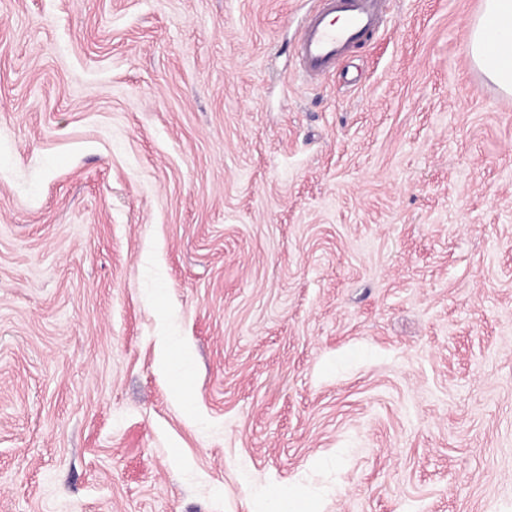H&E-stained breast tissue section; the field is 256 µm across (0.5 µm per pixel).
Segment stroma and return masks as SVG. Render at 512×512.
Here are the masks:
<instances>
[{
    "label": "stroma",
    "mask_w": 512,
    "mask_h": 512,
    "mask_svg": "<svg viewBox=\"0 0 512 512\" xmlns=\"http://www.w3.org/2000/svg\"><path fill=\"white\" fill-rule=\"evenodd\" d=\"M481 5L310 82L312 0H0V512H512ZM314 500L297 487L270 486L258 512H317Z\"/></svg>",
    "instance_id": "obj_1"
}]
</instances>
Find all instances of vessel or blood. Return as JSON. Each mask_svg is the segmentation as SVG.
Wrapping results in <instances>:
<instances>
[{
  "instance_id": "b4317fda",
  "label": "vessel or blood",
  "mask_w": 512,
  "mask_h": 512,
  "mask_svg": "<svg viewBox=\"0 0 512 512\" xmlns=\"http://www.w3.org/2000/svg\"><path fill=\"white\" fill-rule=\"evenodd\" d=\"M389 6V0H320L299 40L302 75L313 80L332 70L381 29Z\"/></svg>"
}]
</instances>
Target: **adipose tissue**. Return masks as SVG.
I'll return each instance as SVG.
<instances>
[{"label":"adipose tissue","mask_w":512,"mask_h":512,"mask_svg":"<svg viewBox=\"0 0 512 512\" xmlns=\"http://www.w3.org/2000/svg\"><path fill=\"white\" fill-rule=\"evenodd\" d=\"M467 47L482 74L512 94V0H483L479 18L468 29Z\"/></svg>","instance_id":"1"}]
</instances>
